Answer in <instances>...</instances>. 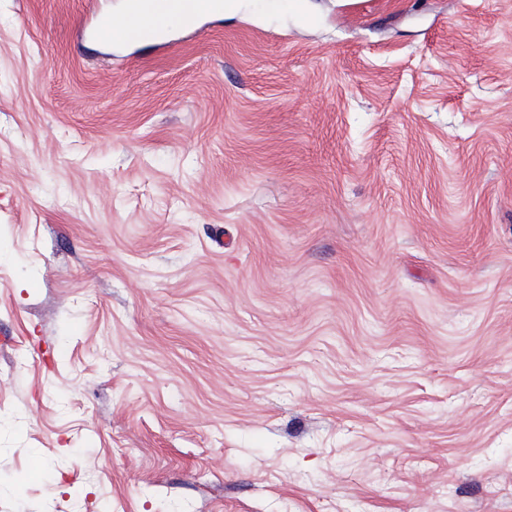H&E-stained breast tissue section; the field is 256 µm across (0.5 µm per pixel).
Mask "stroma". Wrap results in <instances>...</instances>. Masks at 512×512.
I'll return each mask as SVG.
<instances>
[{"label": "stroma", "instance_id": "obj_1", "mask_svg": "<svg viewBox=\"0 0 512 512\" xmlns=\"http://www.w3.org/2000/svg\"><path fill=\"white\" fill-rule=\"evenodd\" d=\"M267 2L0 0V512H512V0ZM130 2L131 5L127 12V16L123 17L124 22L139 15L157 20L160 11L172 4H175L176 2V4L180 5L185 10L194 13V15L201 13V4L193 2H180L173 0H131Z\"/></svg>", "mask_w": 512, "mask_h": 512}]
</instances>
